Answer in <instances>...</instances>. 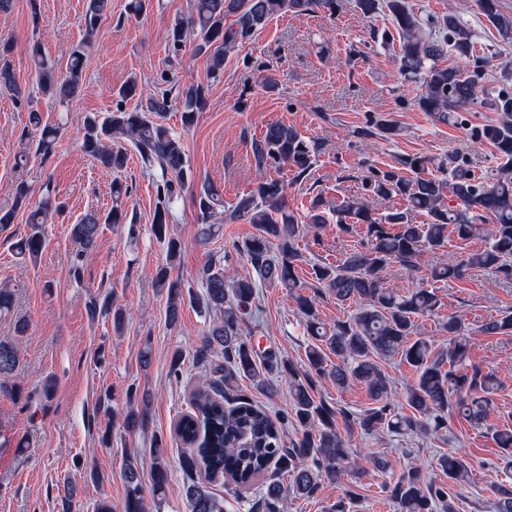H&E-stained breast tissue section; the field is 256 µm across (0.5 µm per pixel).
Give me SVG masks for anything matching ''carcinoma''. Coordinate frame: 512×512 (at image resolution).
Masks as SVG:
<instances>
[{
	"label": "carcinoma",
	"mask_w": 512,
	"mask_h": 512,
	"mask_svg": "<svg viewBox=\"0 0 512 512\" xmlns=\"http://www.w3.org/2000/svg\"><path fill=\"white\" fill-rule=\"evenodd\" d=\"M482 14L505 40L512 39V22L499 9V0H478ZM365 16L385 7L398 25L400 71L410 80L419 79L424 91L416 106L440 122L451 126L464 122L463 113L480 93L489 60L475 53L474 33L456 15L419 18L407 0H357ZM336 12V0H189V10L174 17L169 28L172 47L179 50L189 34L195 37L196 54L206 57L212 81L224 75L227 47L254 37L272 19L291 12L309 14ZM111 13V0H88L83 16L85 37L70 53L66 73L41 53L40 45L30 46L35 80L43 93L61 104L68 102L85 79V59L101 21ZM232 18L225 25L226 18ZM11 47H0V89L13 92L25 102L7 59ZM456 54L466 68L443 65ZM211 84H191L179 90L182 128H191L198 112L206 106ZM115 110L101 117L86 116L81 150L100 166L119 174L126 167L127 150H136L142 161L161 170L157 183V202L152 231L166 246V263L156 269L154 286L166 291V315L171 325L178 323L185 302L184 286L171 278L172 267L181 256V243L169 235L171 204L193 181L182 135L164 124L172 108L169 91L146 92L137 79L129 80L118 91ZM137 98L133 108L126 101ZM486 105L499 113V119L470 129L472 138L489 144L499 160L498 173L477 176L466 159L450 154L442 161L445 177L428 174L430 160L412 155L399 160L412 172L407 178L396 168H367L362 178V193L336 201V225L351 232L366 225V244L346 254L336 263L322 261L312 266V278L336 301L358 304L349 319L327 328L317 316L313 301L300 292L304 284L296 274L302 261L294 245L299 234L297 217L288 210L286 185L278 179H264L256 188L224 208V195L211 183H202L194 195L198 236L208 242L219 225L243 221L256 232L241 245L240 252L252 266L256 277L232 275L221 261L210 259L199 271L204 294L191 301L207 314H214L201 353L210 356L209 378L196 390L190 411L181 415L175 434L185 445L180 466L188 483L185 496L191 512H224V502L210 491L219 480L232 486H250L270 471L274 478L265 481L249 506V512H288L289 497H309L323 481L339 482L354 470L350 439L354 434L386 430L394 434L407 431L435 436L452 413L476 427L491 432L505 463L512 464V429L489 424L496 412L494 396L499 389L495 375L472 363L469 336L461 315H450L442 323L448 333V346L436 347L431 337L419 331L417 318L431 316L440 308L432 289L418 286L403 293L384 286L393 267L409 272L421 269L426 252L440 250L452 235L470 239L486 218L493 221L487 245L458 261L434 265L432 280H461L476 270H490L499 279L512 282V91L501 89L486 99ZM399 128L383 115L371 116L362 135H394ZM63 133L60 126L43 127L38 153L47 155ZM256 165L268 169H288L293 180L308 176L316 163L318 145L304 138L293 126L272 123L252 143ZM130 198L128 186L119 179L112 182V207L101 215L90 212L71 225L70 235L77 246L76 257L91 255L97 245L101 225L126 223ZM401 199L405 209L390 208L372 216L371 204L378 199ZM63 205L47 188L35 209L28 215L31 232L17 245L23 258L37 262L45 246V224ZM429 217L424 224L413 222L410 213ZM283 288L295 300L306 332L316 343L309 346L304 366L284 361L277 352H257L242 330L244 314L255 299L260 285ZM485 336L512 335V312L491 319L480 328ZM336 360H331L330 356ZM399 357L411 367L416 378L407 390L411 415L395 410L389 402L392 386L378 360ZM21 352L13 338H0V390L21 394L12 382ZM288 374L293 418L302 438L284 447L282 429L265 407L248 398H229L246 379L262 394L275 392L274 378ZM330 377L336 386L352 383L366 386L376 406L346 419V432L336 423L335 412L312 396L315 379ZM164 436L154 439L150 478L154 503L166 496L169 484V457ZM448 482L459 486L470 479V465L459 454H448L439 462ZM125 497L117 507L107 496L100 497L94 512H148L143 495L140 464L129 460L124 467ZM396 512H455L449 493L440 482L425 481L420 466L411 464L390 490Z\"/></svg>",
	"instance_id": "obj_1"
}]
</instances>
